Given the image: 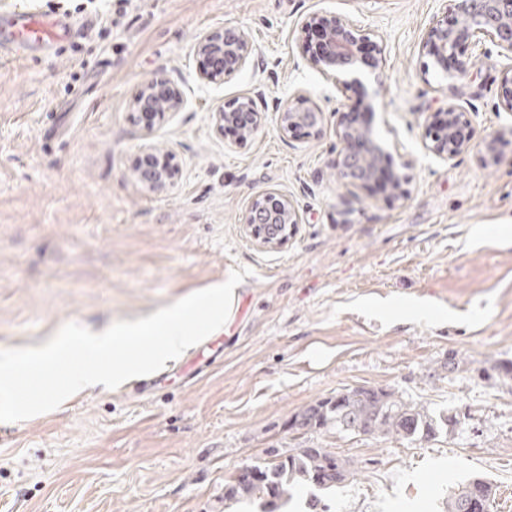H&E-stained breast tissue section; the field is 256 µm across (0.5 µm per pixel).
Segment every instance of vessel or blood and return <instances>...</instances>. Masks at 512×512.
Segmentation results:
<instances>
[{"label":"vessel or blood","mask_w":512,"mask_h":512,"mask_svg":"<svg viewBox=\"0 0 512 512\" xmlns=\"http://www.w3.org/2000/svg\"><path fill=\"white\" fill-rule=\"evenodd\" d=\"M70 24L39 11L21 9L12 13L0 30L1 56H26L69 38Z\"/></svg>","instance_id":"b4317fda"}]
</instances>
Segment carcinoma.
Returning <instances> with one entry per match:
<instances>
[{
	"label": "carcinoma",
	"mask_w": 512,
	"mask_h": 512,
	"mask_svg": "<svg viewBox=\"0 0 512 512\" xmlns=\"http://www.w3.org/2000/svg\"><path fill=\"white\" fill-rule=\"evenodd\" d=\"M457 424L451 416L434 418L418 405L404 402L384 390L356 387L318 400L292 416V429H334L338 433L370 434L409 441H429L444 427ZM275 460L264 466L252 479L235 478L225 487L224 499L234 502L259 498L265 512H277L303 486L309 494L308 512H325L320 491H332L354 475L351 462L325 448H300L281 456L271 448ZM494 485L483 477H474L448 494L445 512H465L466 504L481 502L490 510L495 499Z\"/></svg>",
	"instance_id": "carcinoma-1"
}]
</instances>
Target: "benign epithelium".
I'll return each mask as SVG.
<instances>
[{"label": "benign epithelium", "mask_w": 512, "mask_h": 512, "mask_svg": "<svg viewBox=\"0 0 512 512\" xmlns=\"http://www.w3.org/2000/svg\"><path fill=\"white\" fill-rule=\"evenodd\" d=\"M446 12L447 15L434 22L422 37L421 54L433 58L445 69L448 62H454L455 75L460 77L466 76L470 67V61L458 58L459 44L465 37H486L504 54L512 56V0H448ZM301 27L323 29L327 50L323 54L308 55V62L314 70L336 77L339 87L360 83V76L367 68L378 69L382 46L372 31L316 12L305 16ZM195 51L207 63L202 77L209 81L233 78L255 66V48L241 31L223 28L208 32L197 40ZM260 96L259 92L244 93L217 107L211 116L216 130L222 132L226 126L238 125L239 141L252 138L261 125L257 111ZM183 103L175 88L159 83L145 85L135 99L138 109L151 108L160 119L179 111ZM377 109L376 97L362 96L336 112V137L341 144L336 154V173L344 184L366 190L385 180L393 195L405 197L407 179L396 171L393 152L364 119V114L371 115ZM324 124V112L303 94L279 109L278 128L284 138L298 129L316 137L322 133ZM471 127L470 113L460 105L450 104L433 122L425 125L424 146L443 161L453 160L471 148ZM510 140L512 126L484 135L478 146L485 161L500 162L501 146ZM179 174L180 167L173 155L160 156L147 150L137 177L142 183L163 190L171 186ZM299 221L293 202L271 191L258 194L242 217L246 232L261 246L271 248L288 244Z\"/></svg>", "instance_id": "obj_1"}]
</instances>
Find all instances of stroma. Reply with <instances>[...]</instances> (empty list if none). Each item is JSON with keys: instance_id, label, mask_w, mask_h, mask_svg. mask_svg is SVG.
<instances>
[{"instance_id": "1", "label": "stroma", "mask_w": 512, "mask_h": 512, "mask_svg": "<svg viewBox=\"0 0 512 512\" xmlns=\"http://www.w3.org/2000/svg\"><path fill=\"white\" fill-rule=\"evenodd\" d=\"M80 32L50 52L0 58V349L39 347L64 324L98 331L148 317L250 268L209 361L194 353L115 389L81 390L12 423L0 443V512H261L224 487L268 449L325 448L355 469L322 499L328 512H443L470 476L491 479V512H512V145L442 161L422 144L432 113L471 111L475 137L512 124L499 85L512 58L462 42L458 79L419 43L444 0H28ZM322 11L371 29L383 48L374 127L405 164L409 195L343 186L332 161L341 92L307 63L301 20ZM233 27L259 66L222 81L194 46ZM177 88L182 108L146 126V84ZM261 89V126L244 144L211 114ZM303 92L326 123L282 138L277 106ZM181 172L164 191L134 178L146 147ZM274 189L301 222L278 249L242 215ZM457 369H450L449 359ZM394 392L457 424L430 441L295 431L292 415L355 387Z\"/></svg>"}]
</instances>
